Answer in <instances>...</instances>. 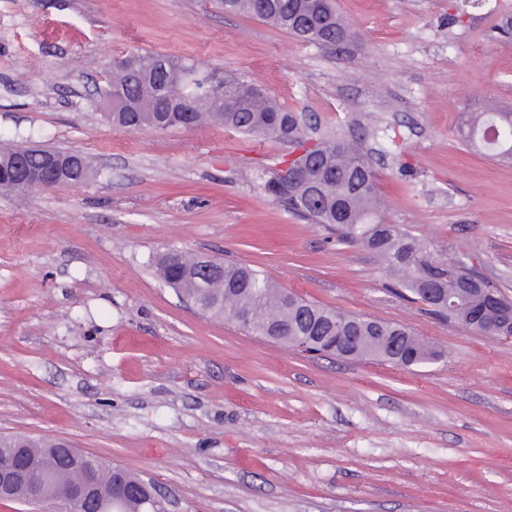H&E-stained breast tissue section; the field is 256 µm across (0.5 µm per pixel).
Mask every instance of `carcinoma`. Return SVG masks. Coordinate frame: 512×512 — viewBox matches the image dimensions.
Returning <instances> with one entry per match:
<instances>
[{
    "label": "carcinoma",
    "instance_id": "cac0c4a2",
    "mask_svg": "<svg viewBox=\"0 0 512 512\" xmlns=\"http://www.w3.org/2000/svg\"><path fill=\"white\" fill-rule=\"evenodd\" d=\"M226 13L245 14L269 23L303 42H323L334 48L351 35L335 0H219ZM98 97L118 98L112 126L129 132L142 129L192 128L213 123L243 135L270 138L288 144L296 171L256 174L259 188L288 212L336 231V240L374 252L394 279V287L421 301L420 289L429 286L436 299L428 304L436 315L474 331L483 317L494 313L512 329V299L476 276L468 256L446 260L417 243L401 224H387L381 215L377 175L362 143L321 135L307 116L282 107L264 89L242 76L201 74L181 57L155 52H131L114 62L112 78L96 89ZM462 140L473 151L489 154L512 167V108L485 106L472 112L461 129ZM20 159L29 170L41 164V151L11 145L0 149V188L25 194L34 190L11 166ZM96 176L89 161L62 186H77ZM158 276L197 310L213 318L236 320L248 316L252 327L263 329L277 319L279 343L298 345L297 337H324L313 351L323 356L329 337L357 325L362 337L355 356L385 359L389 337L401 336L395 351L397 366L423 367L443 354L398 324L341 312L307 301L278 288L268 277L232 261H217L205 254L176 251L155 259ZM454 304L448 311V304ZM52 441L29 440L22 449L43 477L40 503L63 504L70 490L97 472L114 473L126 484L139 477L89 454L81 464H70L50 452Z\"/></svg>",
    "mask_w": 512,
    "mask_h": 512
}]
</instances>
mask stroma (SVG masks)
Instances as JSON below:
<instances>
[{
  "instance_id": "stroma-1",
  "label": "stroma",
  "mask_w": 512,
  "mask_h": 512,
  "mask_svg": "<svg viewBox=\"0 0 512 512\" xmlns=\"http://www.w3.org/2000/svg\"><path fill=\"white\" fill-rule=\"evenodd\" d=\"M331 50L215 0H0V139L86 156V184L0 195V434L64 438L152 481L169 512H512V346L393 288L369 251L257 186L284 143L216 126L126 132L95 93L132 50L191 59L362 136L386 223L471 252L512 298V168L468 112L512 105V0H336ZM416 173L400 176L398 159ZM171 248L263 271L306 300L412 328V371L308 356L201 315L159 280Z\"/></svg>"
}]
</instances>
